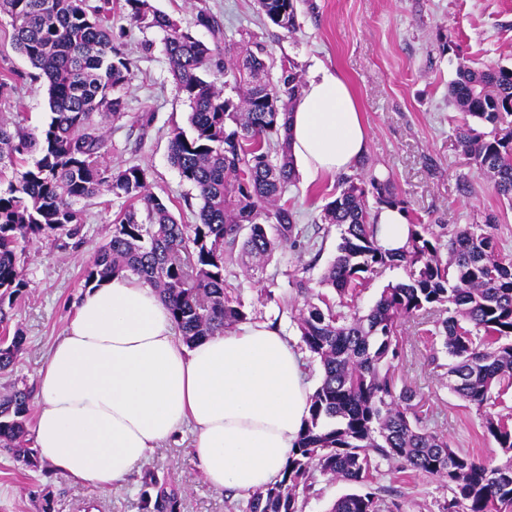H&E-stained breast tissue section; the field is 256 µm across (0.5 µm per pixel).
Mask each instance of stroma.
Segmentation results:
<instances>
[{
  "mask_svg": "<svg viewBox=\"0 0 512 512\" xmlns=\"http://www.w3.org/2000/svg\"><path fill=\"white\" fill-rule=\"evenodd\" d=\"M174 16L209 47L233 55L261 46L271 78L291 61L300 78L317 65L336 68L351 84L367 128L368 167L392 176L410 204V214L424 224H480L487 215L499 220L498 234L512 255V210L503 208L490 185L469 164L457 145L460 114L449 86L455 64L448 51L456 43L475 65L512 67V0H298L296 35L264 23L257 0H151ZM216 15L223 29L214 38L197 26L199 11ZM112 31L131 63L134 79L125 96L127 114L107 123L113 166L139 164L151 171V190L168 200L175 215L195 220L197 192L182 181L168 158V139L175 128H187L189 105L177 90L164 52V34L143 29L121 10L112 13ZM21 106L0 102V114L22 112L29 128L49 119L44 89L24 86ZM337 179L308 180L298 175L284 199L321 249L276 254L263 270L244 275L230 266L229 287L239 289L253 320L277 324L290 344L301 340L291 311L290 277L318 282L336 254V231L322 230L321 209L330 201ZM124 200L105 194L86 206L82 243L60 248L37 239L27 247V288L18 298L12 327L21 328L27 344L12 372L0 375V393L18 382L35 386L37 373L54 341L62 336L73 305L84 291L89 260L112 229L114 213ZM404 356L395 375L416 390L418 413L429 428L445 434L452 447L469 451L483 462L503 453L482 428L483 415L448 387L449 359L434 354L413 323L402 324ZM192 433L155 449L122 487L104 491L76 484L52 473L47 465L29 468L0 447V512H42L52 501L54 512H153L160 496L175 501V512H242L245 497L210 488L192 453ZM377 485L403 512H439L448 492L432 478L399 465L380 462Z\"/></svg>",
  "mask_w": 512,
  "mask_h": 512,
  "instance_id": "obj_1",
  "label": "stroma"
}]
</instances>
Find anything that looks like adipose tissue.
I'll return each instance as SVG.
<instances>
[{
  "label": "adipose tissue",
  "instance_id": "1",
  "mask_svg": "<svg viewBox=\"0 0 512 512\" xmlns=\"http://www.w3.org/2000/svg\"><path fill=\"white\" fill-rule=\"evenodd\" d=\"M291 148L309 176L343 174L368 134L348 82L318 67L291 116ZM33 434L52 472L120 487L184 429L208 485L247 494L279 478L308 415L300 353L253 322L185 345L165 304L138 279L86 289L39 369Z\"/></svg>",
  "mask_w": 512,
  "mask_h": 512
}]
</instances>
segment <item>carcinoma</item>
I'll return each instance as SVG.
<instances>
[{
    "instance_id": "1",
    "label": "carcinoma",
    "mask_w": 512,
    "mask_h": 512,
    "mask_svg": "<svg viewBox=\"0 0 512 512\" xmlns=\"http://www.w3.org/2000/svg\"><path fill=\"white\" fill-rule=\"evenodd\" d=\"M266 21L296 31L297 0H258ZM112 0H0L11 19L15 48L47 84L49 122L40 130L0 117V324L27 281L25 244L34 238L77 237L80 205L108 192L125 199L112 233L86 267L85 285L138 277L165 303L190 345L248 320L227 290L230 265L264 268L274 253L295 249L307 227L281 202L295 182L289 144L290 111L300 94L297 74L270 79L263 58L245 50L216 64L232 78L226 97L210 78L212 50L149 0H123L126 16L164 33V51L177 88L189 103L191 134L172 132L171 164L202 200L196 222L176 219L150 191L149 171L107 161L103 121L125 116L123 91L130 62L112 35ZM196 25L222 33L217 17ZM450 95L462 118L456 138L463 155L512 209V68L476 67L457 58ZM409 212L388 176H340L321 221L339 231L336 256L318 286L291 281L301 342L322 370L309 397V417L281 478L249 494L246 512H302L303 497L324 479L352 491L329 512H400L374 486L378 460L407 465L451 493L441 512H512V427L509 417L484 413L483 427L502 449L497 463L478 462L427 427L413 409L417 392L398 383L393 363L403 346L404 320L433 323L448 355V386L481 411L492 391L512 381V256L499 246L494 216L482 224H408L404 245L386 250L368 197ZM402 266L407 279L390 283L361 314L351 306L373 276ZM26 336L0 337V372L13 370ZM31 393L0 394V446L28 467L38 465L28 438Z\"/></svg>"
}]
</instances>
